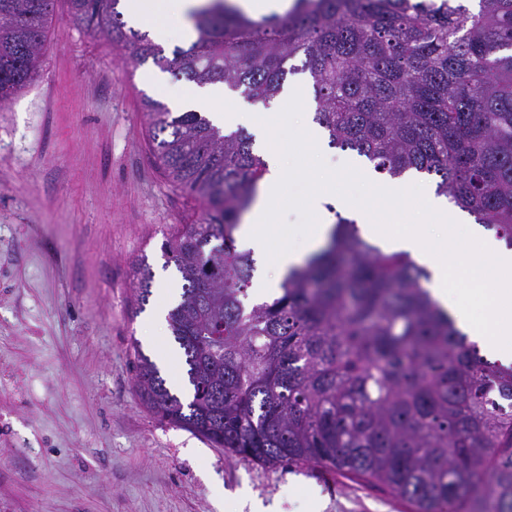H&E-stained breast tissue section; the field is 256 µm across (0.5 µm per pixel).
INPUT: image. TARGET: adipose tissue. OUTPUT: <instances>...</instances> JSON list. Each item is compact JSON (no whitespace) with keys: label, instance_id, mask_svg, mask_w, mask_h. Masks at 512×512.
Segmentation results:
<instances>
[{"label":"adipose tissue","instance_id":"1","mask_svg":"<svg viewBox=\"0 0 512 512\" xmlns=\"http://www.w3.org/2000/svg\"><path fill=\"white\" fill-rule=\"evenodd\" d=\"M205 0H121L125 13L136 22L145 24L157 43L178 37L192 43L195 30L190 14ZM180 105L194 104L208 108L218 125L236 123L256 125L252 112H228L224 109L223 84L190 85L176 94ZM320 147L321 140L314 125L308 124L300 137L281 143L278 151L267 158L268 173L261 194L251 213L239 228L242 242L263 259L271 261L278 273L298 265L304 256L325 239L332 227V216L323 206L326 198L337 195L336 179L329 176L311 184L302 194L289 192L291 179H306L307 166L303 145ZM424 210L429 220L448 225L447 238L430 242L424 230L416 224L398 227L392 225L389 211L377 207L376 202L388 195V188L370 185V202L343 195L344 206L360 214L362 230L370 238L380 240L388 248L409 253L419 263L428 266L433 277L430 292L434 300L448 311L457 326L468 335L477 337L482 347L504 362H512V247L495 236L485 225L472 221L462 211H449L446 197L435 195L428 186H421ZM287 196L290 206L303 209L311 219L298 235L300 246L290 242L274 245L281 226L270 205L271 200ZM462 272V282L471 287L480 298V309H472L461 302L457 291L449 290L450 273Z\"/></svg>","mask_w":512,"mask_h":512}]
</instances>
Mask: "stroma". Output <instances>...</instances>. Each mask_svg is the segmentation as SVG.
<instances>
[{"mask_svg": "<svg viewBox=\"0 0 512 512\" xmlns=\"http://www.w3.org/2000/svg\"><path fill=\"white\" fill-rule=\"evenodd\" d=\"M152 62L136 63L58 0L37 79L0 105V512H237L241 491L285 512H411L405 499L333 472L234 458L140 402L133 361L187 391L171 332L150 335L181 279L162 246L197 206L149 149L142 101ZM258 151L313 119L311 93L277 96ZM151 293L134 300L137 263Z\"/></svg>", "mask_w": 512, "mask_h": 512, "instance_id": "obj_1", "label": "stroma"}]
</instances>
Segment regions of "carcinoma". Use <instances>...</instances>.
<instances>
[{
    "label": "carcinoma",
    "mask_w": 512,
    "mask_h": 512,
    "mask_svg": "<svg viewBox=\"0 0 512 512\" xmlns=\"http://www.w3.org/2000/svg\"><path fill=\"white\" fill-rule=\"evenodd\" d=\"M72 18L143 63L270 103L303 74L329 145L436 191L512 245V0H295L252 19L228 0L192 14L172 56L126 27L119 0H67ZM55 0H0V104L38 75ZM150 150L200 203L163 245L182 280L169 312L192 399L134 351L142 405L265 466H323L415 512H512V366L490 362L432 298L427 270L340 212L328 243L247 306L253 250L235 233L268 165L242 128L144 101ZM136 300L152 271L135 270Z\"/></svg>",
    "instance_id": "obj_1"
}]
</instances>
